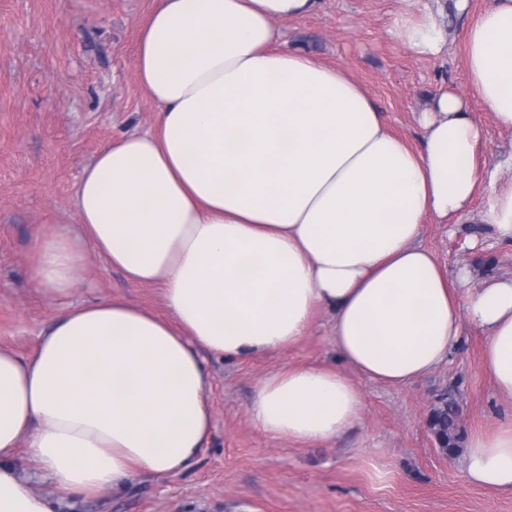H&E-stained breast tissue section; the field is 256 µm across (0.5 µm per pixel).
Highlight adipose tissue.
Wrapping results in <instances>:
<instances>
[{"label":"adipose tissue","instance_id":"adipose-tissue-1","mask_svg":"<svg viewBox=\"0 0 512 512\" xmlns=\"http://www.w3.org/2000/svg\"><path fill=\"white\" fill-rule=\"evenodd\" d=\"M392 36L421 58L448 50L438 14L404 0ZM320 0H155L138 81L155 128L124 135L84 168L73 226L37 228L30 270L62 311L29 357L0 347V512H53L13 456L68 494L142 473L180 474L209 438L206 356L293 346L333 316L339 366L267 378L249 407L264 433L313 446L360 418L355 375L404 386L458 346L463 319L512 399V277L471 285L421 245L424 222L468 218L484 131L454 90L435 94L411 146L340 68L285 48L276 24ZM465 68L512 130V0H488L463 32ZM161 288L159 315L122 299L75 302L90 258ZM463 474L512 491V422L470 438Z\"/></svg>","mask_w":512,"mask_h":512}]
</instances>
